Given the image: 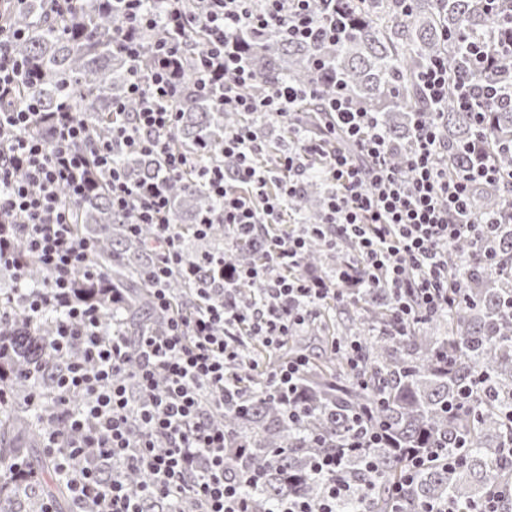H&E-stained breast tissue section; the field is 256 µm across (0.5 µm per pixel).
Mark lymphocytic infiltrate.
<instances>
[{
  "label": "lymphocytic infiltrate",
  "instance_id": "f902f5d3",
  "mask_svg": "<svg viewBox=\"0 0 512 512\" xmlns=\"http://www.w3.org/2000/svg\"><path fill=\"white\" fill-rule=\"evenodd\" d=\"M124 2L129 28L118 47L134 63L128 92L135 111L113 101L112 124L103 137L70 112L47 113L45 135L31 134L37 105L30 99L0 112V270L20 281L30 264L39 265L44 286L23 293L18 302L30 326H39L47 314L59 316L44 446L68 477L74 512H148L151 501L183 495L195 502L196 512H254L243 495L254 478L225 479L230 447L223 429L211 421L212 413L224 408L229 368L241 357L240 337L281 348L327 300L365 286L392 289L403 320L436 314L461 291L463 268L449 265V246L461 238L490 236L493 225L512 214V198L505 213L474 218L475 189L500 182L502 175L482 160L449 174L439 160L444 152L439 127L428 118H415L406 167L400 170L389 161L393 144L376 114L354 106L344 86L328 96L327 121L313 134L300 127L301 98L292 85L250 94L259 78L242 62L239 34L274 32L295 43L342 40L350 22L338 0H324L319 14L311 0H207L208 11L200 18L187 14L182 0H167L160 19L144 10L143 0ZM509 5L512 0H485L497 36L475 45L473 69L512 56V36L503 31L499 14ZM196 23L207 33L198 93L222 111L248 117L225 135L220 161L186 155L173 143L179 40ZM159 25L167 37L155 44L149 66L141 67L135 33ZM20 37L0 22V99L16 98L26 79L13 51ZM228 73L234 88L217 92V76ZM274 119L287 122L292 146L274 168L264 169L259 157ZM116 147L161 156L162 176L131 183L112 163ZM227 158L236 163L234 173L224 168ZM313 158L320 159L333 186L323 219L309 233L285 229L288 201ZM102 172L109 175L112 210L126 217L128 234L139 235L145 225L154 230L144 243L152 255L146 279L154 306L170 314L164 330L131 342L108 318V306L121 304L122 295L97 264L94 243L77 233L71 206ZM189 174L220 203L193 224V233L204 236L224 225L234 239L259 245L255 263L230 267L220 252L187 260L183 229L170 221L165 184ZM313 234L332 248L350 244L352 263L331 278L306 267ZM178 269L197 283L198 307L182 306L170 295L166 282ZM236 282L254 286L262 302L241 308L232 289ZM308 367V358L298 355L266 374L289 409L297 407L298 384ZM341 468L340 455L319 456L313 471L327 478L324 496L316 502L288 498L277 512H336L337 502L351 491L336 478ZM129 470L144 476L137 488L124 480Z\"/></svg>",
  "mask_w": 512,
  "mask_h": 512
}]
</instances>
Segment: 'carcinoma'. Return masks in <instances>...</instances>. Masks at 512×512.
Listing matches in <instances>:
<instances>
[{
	"instance_id": "obj_1",
	"label": "carcinoma",
	"mask_w": 512,
	"mask_h": 512,
	"mask_svg": "<svg viewBox=\"0 0 512 512\" xmlns=\"http://www.w3.org/2000/svg\"><path fill=\"white\" fill-rule=\"evenodd\" d=\"M10 21L23 33L14 46L15 55L32 71L33 81L22 86V96L34 98L39 111L72 112L103 135L112 122V101L124 99L127 111L136 102L127 98L130 62L117 49L126 30L122 0H73L57 10L49 0H22L10 8ZM350 35L343 42L293 44L270 33L255 38L244 33L238 39L243 61L253 68L260 82L252 92L275 83L299 87L316 86L320 93L303 101L302 109L324 111L322 100L334 91L313 67L320 55L336 67L355 103L380 119L395 144L392 164L405 169V149L412 138V113L428 112L418 73L434 58L448 62V101L435 115L448 150V173L469 162L464 152L470 142L483 136L484 147L496 158L503 176L512 174V151L499 149L512 142V98L487 105L483 126H476L458 111L454 86L471 77L460 35L477 36L485 31L487 15L475 0H411L402 11L399 0H373L358 4L350 13ZM165 35L162 26L137 32L144 58ZM204 29L193 27L181 39L182 79L172 104L180 113L174 134L176 146L195 156L203 152L222 158L224 132L244 122L241 115L219 111L210 99L198 95L195 78L198 58L205 47ZM487 79L512 88V59L501 58L487 72ZM113 164L134 181L153 178L162 164L159 156L116 150ZM108 175L74 204L80 233L97 242L98 263L111 285L121 289L126 302L113 311L114 320L126 336H136L147 327L159 329L164 316L152 305L145 279L150 264L140 242L127 237L124 219L112 213L107 188ZM329 184L319 177L306 180L288 202V211L298 224L321 221ZM171 220L193 224L206 211L218 206L202 187L188 181L169 185ZM502 185H482L475 193L477 217L504 208ZM224 245V228H217L200 248L186 253L195 260ZM497 254L493 264L478 254L485 248ZM348 248L327 247L310 238L306 262L328 275L339 272L349 261ZM258 259V245L236 242L224 251L226 263L248 265ZM466 261L461 297L448 310L406 324L395 313L396 299L387 288H363L338 309L334 317L321 318L315 330L331 332V356L313 363L300 386L297 416L268 386L266 379L251 373L249 385L224 398V431L245 453L232 455L224 474L238 479L255 474L258 481L246 488L255 512H270L276 503L298 495L320 499L325 481L312 470L323 452L340 450L376 427L383 437L349 455L340 476L355 493L336 504V512H421L428 503L453 502L464 507L480 501L501 482L507 463L500 450L512 445V223L497 224L492 235L476 244L461 240L450 247L449 261ZM45 274L30 267L23 288H38ZM170 288L182 301L196 299V284L177 276ZM56 316L46 317L30 332L26 315L15 306L9 321V347L0 353V373L8 371L10 406L0 410V464L12 457H28L41 438L39 413L30 403L39 391L51 402V389L43 377L52 369L51 341ZM256 337L242 342L243 363L238 373L248 371L260 350ZM356 342L361 360L351 369L345 347ZM407 448H457L453 464L436 462L420 471L399 503L390 497V487L399 482L406 468ZM375 462V487L365 496L356 493L367 480L365 459ZM43 495L55 505L71 504L64 482L51 459L41 469ZM16 491L0 481V512H14Z\"/></svg>"
}]
</instances>
